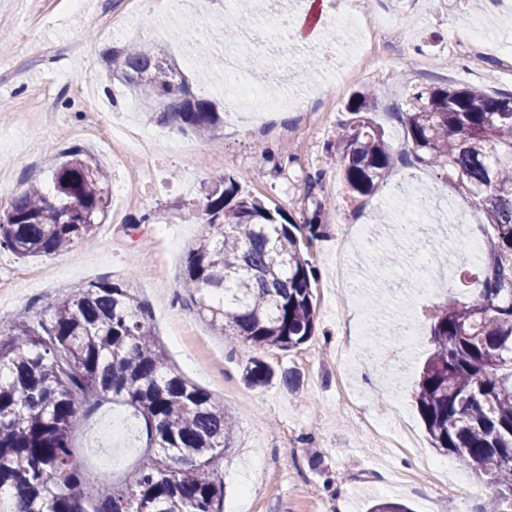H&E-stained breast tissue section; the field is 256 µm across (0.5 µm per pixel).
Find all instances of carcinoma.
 Segmentation results:
<instances>
[{"label": "carcinoma", "mask_w": 512, "mask_h": 512, "mask_svg": "<svg viewBox=\"0 0 512 512\" xmlns=\"http://www.w3.org/2000/svg\"><path fill=\"white\" fill-rule=\"evenodd\" d=\"M106 79L138 111L207 140L221 138L215 103L195 94L174 60L133 41L101 57ZM398 113L416 163L485 216L476 297L452 296L431 317L432 352L414 398L432 447L453 454L487 488L481 512H512V94L473 87L416 90ZM331 146L346 192L374 193L393 169L385 132L364 94ZM51 168L53 190L31 179L0 210V249L19 259L93 240L109 208L110 176L72 146ZM322 206L298 225L240 195L226 173L205 194L207 235L186 258L179 288L219 333L255 350L289 352L316 328V273L300 238L321 235ZM273 370L253 360L243 379ZM119 402L145 424L144 460L121 480L88 477L74 459L77 414ZM235 435L224 403L170 364L136 290L90 282L44 314L0 324V512H221L219 467Z\"/></svg>", "instance_id": "obj_1"}]
</instances>
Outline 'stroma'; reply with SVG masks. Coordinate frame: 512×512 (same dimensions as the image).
Wrapping results in <instances>:
<instances>
[{"instance_id":"stroma-1","label":"stroma","mask_w":512,"mask_h":512,"mask_svg":"<svg viewBox=\"0 0 512 512\" xmlns=\"http://www.w3.org/2000/svg\"><path fill=\"white\" fill-rule=\"evenodd\" d=\"M126 0H83L71 13L64 0H0V204H7L33 174H47L55 155L79 145L92 150L112 171L108 219L93 242L69 252L22 261L0 251V322L25 312L40 315L75 287L99 279L130 284L139 291L176 366L223 401L237 425L224 455V512H368L380 500L405 503L412 512H477L485 486L453 455L430 448L413 398L419 373L431 352L429 315L460 283L449 280L423 296L411 291V264L433 257L434 240L420 236L417 246L398 263L385 264L374 275L366 258L395 255L388 238L357 241L360 263L343 285L331 278L330 259L347 225L393 224L409 214L408 192L432 189L466 216L479 233L483 214L449 189L443 175L415 163L408 151L396 112L416 88L450 85L475 87L490 95L512 93V59L495 46L512 40V0H357L364 14L399 19L402 33L396 47H375L363 66L343 85L325 80L322 67L308 68L316 42H331L333 30L324 17L331 0H321V21L308 28L299 50L286 54L273 31L262 32L268 45L261 72L279 70L289 91L301 96L299 110L275 114L273 128L258 134L246 112L228 115L224 145L214 149L192 133H177L185 147L177 153L164 147L150 168L137 154L112 159L106 141L113 127H142L124 97L110 98L98 76L100 55L112 43L132 36L158 44L182 63L194 91L223 104L224 72L220 49L209 31L224 25L233 30L241 18L261 11L260 0H245L238 14L224 15V0H208L197 14L192 40L179 36L188 18L172 0H144L142 15L129 29L113 22ZM360 90L372 93L374 118L383 126L395 157V168L374 195L351 198L339 172L327 166V144L338 124L347 120L345 106ZM103 115L98 136L75 137L90 111ZM239 176L240 193L281 209L302 222L315 202H325L322 235L304 248L317 272L314 303L317 324L312 339L300 348L261 353L216 333L198 315L178 284L188 252L208 231L189 219L203 208L207 186L226 172ZM321 174L315 192L309 175ZM414 321V344L384 335L383 320ZM371 322V340L352 341V355L337 360L332 350L350 327ZM276 371L299 374L301 387L287 393L279 383L251 388L242 371L252 358ZM354 391L369 414H400L410 427L418 454L450 463L452 491L437 488L435 471L416 467L414 457L379 447L367 429L342 410V389ZM121 405L79 414L75 460L86 472L119 477L141 460L145 442L135 430L127 450L112 467L103 466L92 449L101 427ZM417 454V455H418Z\"/></svg>"}]
</instances>
